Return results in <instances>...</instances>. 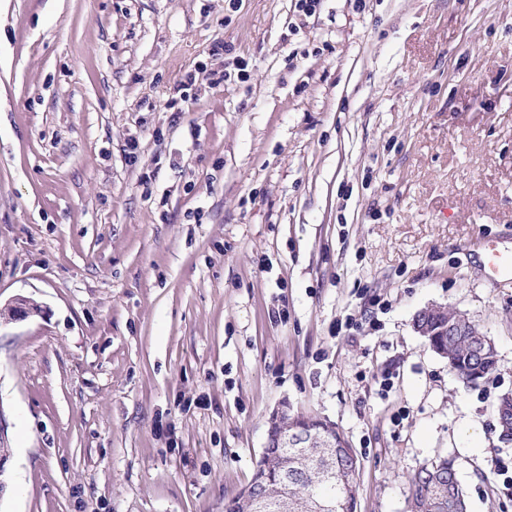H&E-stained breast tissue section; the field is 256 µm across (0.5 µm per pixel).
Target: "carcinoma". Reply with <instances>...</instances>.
<instances>
[{"label": "carcinoma", "instance_id": "obj_1", "mask_svg": "<svg viewBox=\"0 0 512 512\" xmlns=\"http://www.w3.org/2000/svg\"><path fill=\"white\" fill-rule=\"evenodd\" d=\"M426 340L464 382L479 384L498 364L493 353L482 354L487 342L477 324L465 336L448 335V312L422 313L416 317ZM498 432L512 434V400L495 403ZM296 424L321 435H340L337 427L315 415H299ZM359 460L347 439L338 448H282L271 439L263 450L251 484L224 502V512L249 508L250 492L258 490L273 499L287 500L288 512H357ZM463 490L454 461L441 458L421 465L410 479L408 512H453L450 496Z\"/></svg>", "mask_w": 512, "mask_h": 512}]
</instances>
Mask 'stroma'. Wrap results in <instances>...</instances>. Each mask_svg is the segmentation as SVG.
Returning a JSON list of instances; mask_svg holds the SVG:
<instances>
[{"label": "stroma", "mask_w": 512, "mask_h": 512, "mask_svg": "<svg viewBox=\"0 0 512 512\" xmlns=\"http://www.w3.org/2000/svg\"><path fill=\"white\" fill-rule=\"evenodd\" d=\"M493 247L512 0H0V306L44 309L0 327V512H224L284 402L349 439L359 512L444 456L468 512H512ZM431 305L494 340L479 386L415 330Z\"/></svg>", "instance_id": "stroma-1"}]
</instances>
